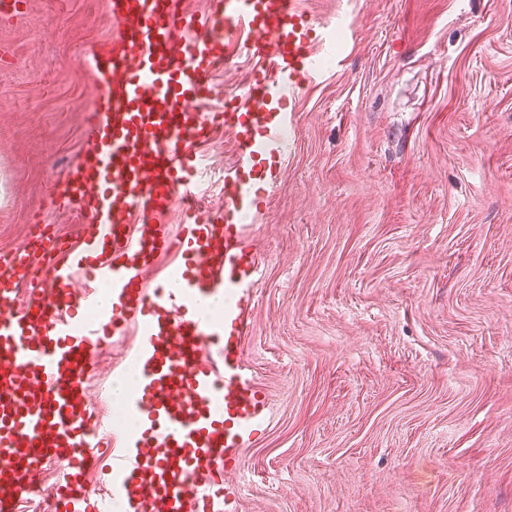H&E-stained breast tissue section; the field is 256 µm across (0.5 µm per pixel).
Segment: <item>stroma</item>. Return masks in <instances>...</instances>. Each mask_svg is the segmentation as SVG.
<instances>
[{
	"instance_id": "1",
	"label": "stroma",
	"mask_w": 512,
	"mask_h": 512,
	"mask_svg": "<svg viewBox=\"0 0 512 512\" xmlns=\"http://www.w3.org/2000/svg\"><path fill=\"white\" fill-rule=\"evenodd\" d=\"M337 31L288 105L260 213L247 359L270 423L229 476L233 512H512V0H304ZM108 0H25L0 22V252L53 198L94 99L73 44L99 48ZM206 206L230 136L202 145ZM135 331L108 336L85 394L108 418ZM47 460L15 512H47Z\"/></svg>"
}]
</instances>
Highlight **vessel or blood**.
Instances as JSON below:
<instances>
[{"mask_svg":"<svg viewBox=\"0 0 512 512\" xmlns=\"http://www.w3.org/2000/svg\"><path fill=\"white\" fill-rule=\"evenodd\" d=\"M110 47L86 51L78 67L96 87L87 146L54 186L79 215L71 243L53 233L0 256V474L46 449L67 462L53 502L101 512L84 485L105 437L81 404L84 375L105 328L135 327L142 381L129 407L150 424L113 455L114 491L136 512H226L224 472L269 423L268 399L245 359L244 338L262 262L249 245L244 211L277 176L288 143L285 107L323 70L302 0H218L209 14L182 0H111ZM253 61L245 94L206 110L211 76L231 54ZM230 131L236 160L224 174V208L202 209L195 193L198 145ZM182 211L179 237L163 215ZM179 256L175 287L149 284L158 256ZM87 293L77 298L74 279ZM112 286V310H97L94 284ZM27 291L23 307L15 302ZM229 294L216 320L201 299ZM96 309L82 336L79 306Z\"/></svg>","mask_w":512,"mask_h":512,"instance_id":"b4317fda","label":"vessel or blood"}]
</instances>
